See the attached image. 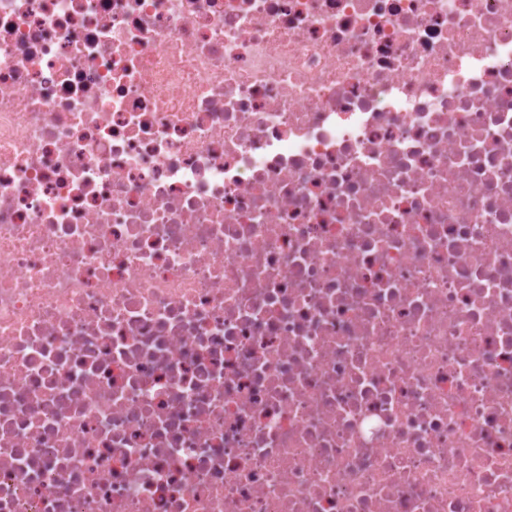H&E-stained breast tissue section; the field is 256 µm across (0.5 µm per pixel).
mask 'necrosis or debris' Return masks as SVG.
Segmentation results:
<instances>
[{
    "label": "necrosis or debris",
    "instance_id": "necrosis-or-debris-1",
    "mask_svg": "<svg viewBox=\"0 0 512 512\" xmlns=\"http://www.w3.org/2000/svg\"><path fill=\"white\" fill-rule=\"evenodd\" d=\"M0 512H512V0H0Z\"/></svg>",
    "mask_w": 512,
    "mask_h": 512
}]
</instances>
